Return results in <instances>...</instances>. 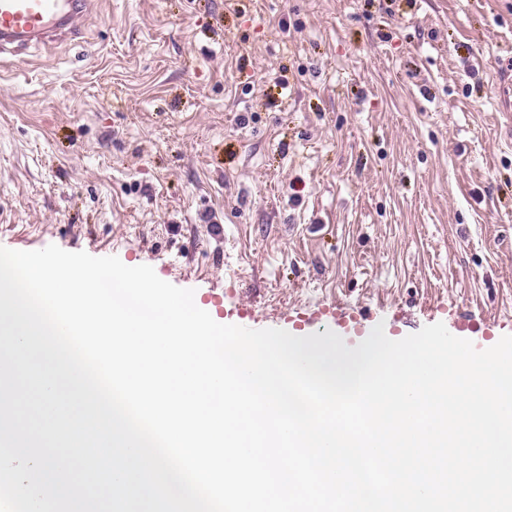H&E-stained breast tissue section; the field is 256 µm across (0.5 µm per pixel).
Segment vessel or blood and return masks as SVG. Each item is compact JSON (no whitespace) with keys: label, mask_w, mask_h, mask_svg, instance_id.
<instances>
[{"label":"vessel or blood","mask_w":512,"mask_h":512,"mask_svg":"<svg viewBox=\"0 0 512 512\" xmlns=\"http://www.w3.org/2000/svg\"><path fill=\"white\" fill-rule=\"evenodd\" d=\"M96 0H0V55L65 40Z\"/></svg>","instance_id":"obj_1"}]
</instances>
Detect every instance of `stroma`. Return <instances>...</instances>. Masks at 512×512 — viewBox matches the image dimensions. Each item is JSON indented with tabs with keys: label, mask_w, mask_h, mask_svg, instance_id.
<instances>
[{
	"label": "stroma",
	"mask_w": 512,
	"mask_h": 512,
	"mask_svg": "<svg viewBox=\"0 0 512 512\" xmlns=\"http://www.w3.org/2000/svg\"><path fill=\"white\" fill-rule=\"evenodd\" d=\"M347 345L512 335V0H99L0 57V246Z\"/></svg>",
	"instance_id": "stroma-1"
}]
</instances>
